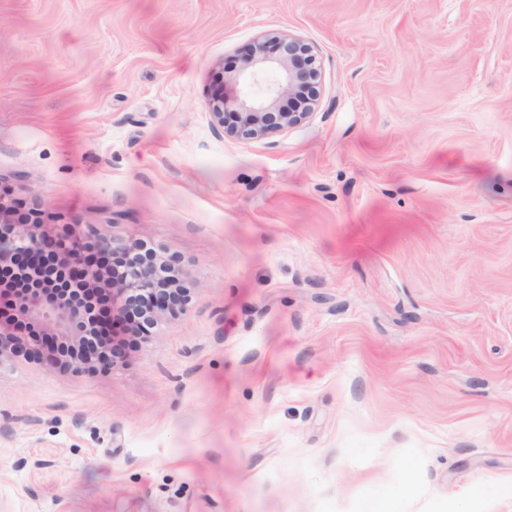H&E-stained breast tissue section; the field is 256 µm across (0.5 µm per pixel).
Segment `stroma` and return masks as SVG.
I'll return each mask as SVG.
<instances>
[{
  "label": "stroma",
  "mask_w": 512,
  "mask_h": 512,
  "mask_svg": "<svg viewBox=\"0 0 512 512\" xmlns=\"http://www.w3.org/2000/svg\"><path fill=\"white\" fill-rule=\"evenodd\" d=\"M270 31L313 114L214 134ZM0 185L190 273L112 370L0 365V512H512V0H0ZM249 59L253 78L271 67L280 71L279 81L269 89L264 99L238 98L235 101L237 112H224L227 99L222 66L221 71L215 74V86L208 102L215 134L241 140L263 139L295 127L313 114L319 96L321 72L308 44L288 32H268L256 39ZM303 90L311 91L312 95L303 102L298 101V109L279 112L283 97L295 98ZM227 114L235 115L233 125L226 121Z\"/></svg>",
  "instance_id": "stroma-1"
}]
</instances>
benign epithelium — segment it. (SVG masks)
<instances>
[{"label": "benign epithelium", "mask_w": 512, "mask_h": 512, "mask_svg": "<svg viewBox=\"0 0 512 512\" xmlns=\"http://www.w3.org/2000/svg\"><path fill=\"white\" fill-rule=\"evenodd\" d=\"M250 67L254 76L270 67L276 68L280 71L279 81L260 101L247 97L237 99L235 121L231 125L226 121L223 72H216L214 89L208 102L215 134L241 140L263 139L295 127L312 115L319 96L321 72L308 44L287 32H268L254 42ZM303 90L312 92V95L299 103L298 109L279 111L283 97L294 98ZM52 232L54 226L50 224L19 223L11 210V198L0 193V269L11 265L18 257H24L27 262L19 274L26 280L36 282L35 287L13 299L12 314L21 321L37 326L40 335L56 336L77 349L90 340L89 313L74 303L65 304L56 300L53 297L54 284L48 280L39 281L41 269L37 259L45 235ZM88 244L112 254L127 255L125 264L120 268L107 271L85 269L88 285H95L102 278L109 281L115 312H121L131 297L159 301L161 293L157 288V267L132 258L139 246L137 241L92 230L83 237L59 235L56 251L65 265L79 267L83 265L85 246Z\"/></svg>", "instance_id": "benign-epithelium-1"}]
</instances>
